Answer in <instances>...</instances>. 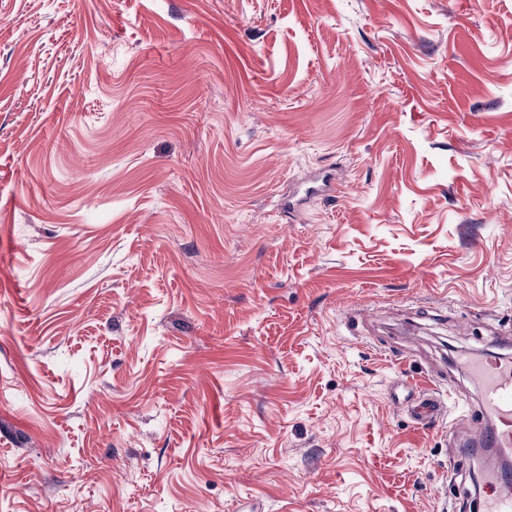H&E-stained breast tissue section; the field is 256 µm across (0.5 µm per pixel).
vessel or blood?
<instances>
[{"label": "vessel or blood", "instance_id": "vessel-or-blood-1", "mask_svg": "<svg viewBox=\"0 0 512 512\" xmlns=\"http://www.w3.org/2000/svg\"><path fill=\"white\" fill-rule=\"evenodd\" d=\"M470 371L482 389L485 411L491 422L479 429H471L468 420L457 423L460 432L487 448L512 447V359L498 354L476 361ZM447 406L437 396L423 393L411 408L417 424L424 425L445 414ZM484 512H512V475L503 474L492 484Z\"/></svg>", "mask_w": 512, "mask_h": 512}]
</instances>
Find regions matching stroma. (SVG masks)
<instances>
[{"label": "stroma", "instance_id": "obj_1", "mask_svg": "<svg viewBox=\"0 0 512 512\" xmlns=\"http://www.w3.org/2000/svg\"><path fill=\"white\" fill-rule=\"evenodd\" d=\"M492 353L512 0H0V512H480ZM447 406L437 396L424 392L411 408V416L419 425L436 420L446 413Z\"/></svg>", "mask_w": 512, "mask_h": 512}]
</instances>
